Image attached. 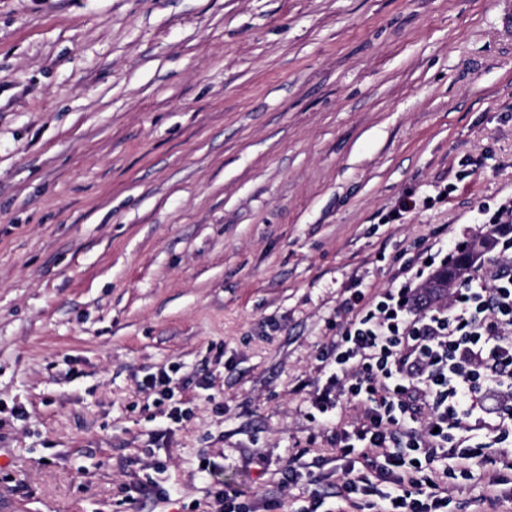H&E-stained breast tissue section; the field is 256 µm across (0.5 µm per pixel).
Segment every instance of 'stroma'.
<instances>
[{
  "instance_id": "stroma-1",
  "label": "stroma",
  "mask_w": 512,
  "mask_h": 512,
  "mask_svg": "<svg viewBox=\"0 0 512 512\" xmlns=\"http://www.w3.org/2000/svg\"><path fill=\"white\" fill-rule=\"evenodd\" d=\"M509 8L0 0V512H333L350 285L512 200Z\"/></svg>"
}]
</instances>
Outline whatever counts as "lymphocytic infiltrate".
Returning a JSON list of instances; mask_svg holds the SVG:
<instances>
[{
  "label": "lymphocytic infiltrate",
  "mask_w": 512,
  "mask_h": 512,
  "mask_svg": "<svg viewBox=\"0 0 512 512\" xmlns=\"http://www.w3.org/2000/svg\"><path fill=\"white\" fill-rule=\"evenodd\" d=\"M498 247L442 303L426 304L431 248L399 268L397 287L354 290L332 346L335 371L313 394L323 416L364 412L336 432L344 478L336 512L375 497L381 512H445L450 472H468L512 436V204L487 222Z\"/></svg>",
  "instance_id": "lymphocytic-infiltrate-1"
}]
</instances>
